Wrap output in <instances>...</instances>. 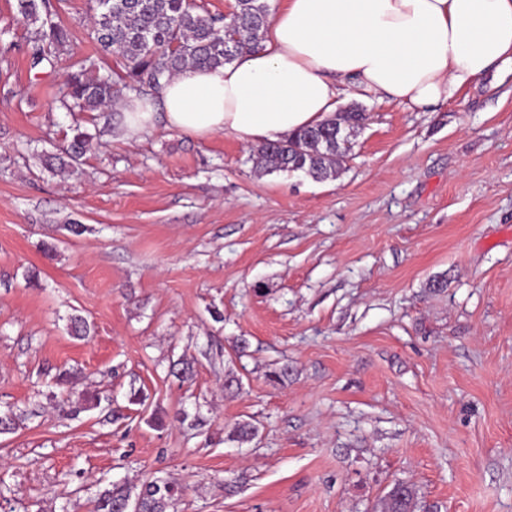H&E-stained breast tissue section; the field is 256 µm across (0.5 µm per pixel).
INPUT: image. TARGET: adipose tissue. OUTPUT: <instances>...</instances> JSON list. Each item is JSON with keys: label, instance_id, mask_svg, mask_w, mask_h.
I'll list each match as a JSON object with an SVG mask.
<instances>
[{"label": "adipose tissue", "instance_id": "1", "mask_svg": "<svg viewBox=\"0 0 512 512\" xmlns=\"http://www.w3.org/2000/svg\"><path fill=\"white\" fill-rule=\"evenodd\" d=\"M505 64L512 0H285L259 49L126 100L122 129L134 138L160 118L196 138L274 142L333 115L342 86L424 109Z\"/></svg>", "mask_w": 512, "mask_h": 512}]
</instances>
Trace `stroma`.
<instances>
[{
  "label": "stroma",
  "instance_id": "1",
  "mask_svg": "<svg viewBox=\"0 0 512 512\" xmlns=\"http://www.w3.org/2000/svg\"><path fill=\"white\" fill-rule=\"evenodd\" d=\"M41 11L73 45L36 67L0 0V409L25 415L0 512H94L155 476L184 486L175 512H381L397 482L420 512H512V70L425 109L342 95L365 121L316 181L230 136L60 109L93 4ZM77 120L79 168H46ZM131 498L125 485L112 484L111 489L104 490L97 499V512H123V505Z\"/></svg>",
  "mask_w": 512,
  "mask_h": 512
}]
</instances>
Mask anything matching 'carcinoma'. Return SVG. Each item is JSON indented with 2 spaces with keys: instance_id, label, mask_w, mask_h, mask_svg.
Wrapping results in <instances>:
<instances>
[{
  "instance_id": "cac0c4a2",
  "label": "carcinoma",
  "mask_w": 512,
  "mask_h": 512,
  "mask_svg": "<svg viewBox=\"0 0 512 512\" xmlns=\"http://www.w3.org/2000/svg\"><path fill=\"white\" fill-rule=\"evenodd\" d=\"M88 37L104 54L116 53L125 70L100 74V60L90 57L79 64L60 88L57 102L69 112H97L129 93L146 95L188 67L215 69L231 63L240 53L259 45L268 26L267 0H236L229 16H215L196 0H95ZM17 12L36 26L32 64L49 60L44 44L62 47L69 33L61 25L41 20L38 0H17ZM364 114L357 109L334 117L256 149V167L263 173H303L317 181L334 179L351 154L353 138ZM92 137L73 128L62 147L79 163ZM184 493L172 480L154 479L138 495L140 512H169ZM130 492L114 484L97 499L96 512H122ZM383 512H416L411 488L396 483L384 498Z\"/></svg>"
}]
</instances>
